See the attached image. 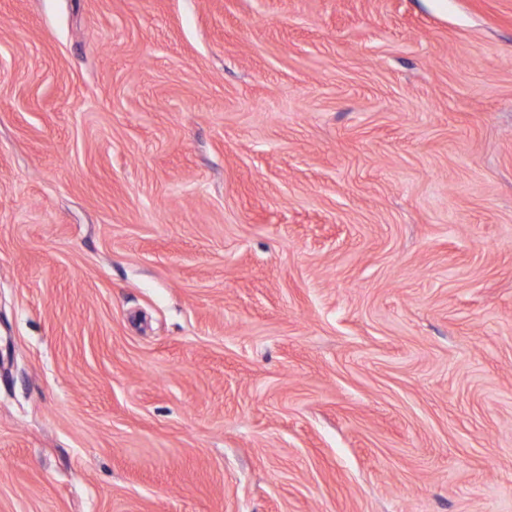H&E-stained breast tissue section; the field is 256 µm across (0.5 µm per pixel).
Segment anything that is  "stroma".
Listing matches in <instances>:
<instances>
[{"mask_svg":"<svg viewBox=\"0 0 512 512\" xmlns=\"http://www.w3.org/2000/svg\"><path fill=\"white\" fill-rule=\"evenodd\" d=\"M0 512H512V0H0Z\"/></svg>","mask_w":512,"mask_h":512,"instance_id":"stroma-1","label":"stroma"}]
</instances>
